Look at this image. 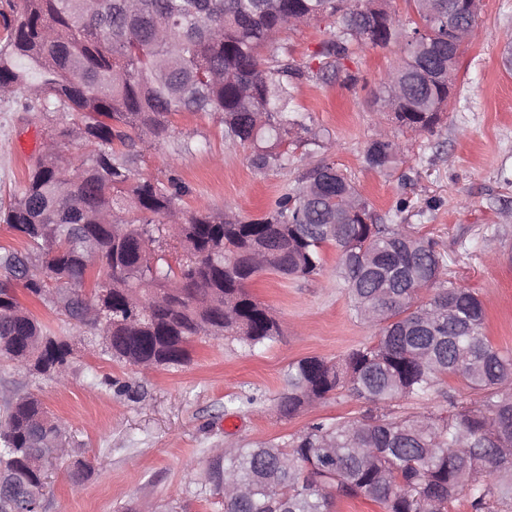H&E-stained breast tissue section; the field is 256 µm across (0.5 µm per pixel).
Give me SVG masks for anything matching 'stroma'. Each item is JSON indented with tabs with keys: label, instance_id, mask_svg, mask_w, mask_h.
Wrapping results in <instances>:
<instances>
[{
	"label": "stroma",
	"instance_id": "1",
	"mask_svg": "<svg viewBox=\"0 0 512 512\" xmlns=\"http://www.w3.org/2000/svg\"><path fill=\"white\" fill-rule=\"evenodd\" d=\"M328 20L286 30L282 41L302 67H317ZM512 0H483L475 38L461 54L450 106L433 133L388 126L403 152L384 169L368 167L364 149L385 117L375 94L403 58L400 45L356 48L345 67L357 87L330 75L303 81L294 107L313 133L330 137L323 151L295 137L290 165L260 172L249 147L222 135L219 116L185 113L171 136L145 147L133 167L139 178L176 176L191 189V209L230 207L246 217L272 208L297 185L308 163L326 160L352 179L387 224H408L438 241L448 276L471 288L487 311V334L512 350ZM21 94L0 96V198L25 176L47 132L25 111ZM249 291L279 318V340L256 352L236 342L196 337L189 363L149 373L104 355L89 327L38 302L30 311L74 346L66 384L0 362V406L22 391L39 397L69 437V455L50 466L44 512H224L209 481L217 448L282 440L311 421L352 416L362 403L329 396L290 419L279 414L290 363L336 359L374 340L377 331L352 310L326 247L322 271L284 278L265 271ZM83 461V473L73 464Z\"/></svg>",
	"mask_w": 512,
	"mask_h": 512
}]
</instances>
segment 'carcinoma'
Wrapping results in <instances>:
<instances>
[{"mask_svg": "<svg viewBox=\"0 0 512 512\" xmlns=\"http://www.w3.org/2000/svg\"><path fill=\"white\" fill-rule=\"evenodd\" d=\"M425 22L433 70L409 50L385 75L376 100L395 104L401 128L431 132L448 107L459 50L444 23L448 0H413ZM0 11V95L37 97L46 138L0 222L24 242L0 249V360L31 376L66 379L72 345L19 300L16 284L69 321L94 331L112 359L178 368L196 336L230 338L253 351L276 342L281 324L247 290L263 271L307 278L336 248V270L357 317L376 340L339 360L288 365L279 411L288 419L331 393L367 404L356 416L314 422L281 441L224 449L210 465L224 512H331L337 499L364 498L381 512H470L512 507V351L485 333L486 312L469 288L448 280L431 238L381 224L357 186L309 164L295 190L268 214L184 211L175 176L135 179L131 133L159 143L179 115L218 114L223 135L252 149L259 171L288 168V138L308 133L292 109L309 71L281 43L295 22L332 20L316 52L315 76L340 69L352 47L386 48L418 26L402 24L387 0H6ZM86 154L71 169L59 149ZM402 153L391 135L372 138L365 163L383 169ZM341 215L336 236L325 225ZM107 292L109 313L87 316L84 284ZM452 378L478 394L448 414L399 415L394 403L422 399ZM66 431L41 400L19 394L0 420V512H41L47 464Z\"/></svg>", "mask_w": 512, "mask_h": 512, "instance_id": "carcinoma-1", "label": "carcinoma"}]
</instances>
